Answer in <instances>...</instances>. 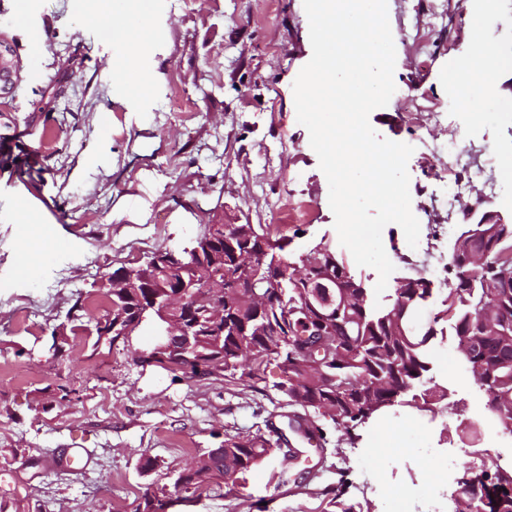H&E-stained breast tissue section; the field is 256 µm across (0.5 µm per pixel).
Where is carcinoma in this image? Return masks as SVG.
<instances>
[{
  "mask_svg": "<svg viewBox=\"0 0 512 512\" xmlns=\"http://www.w3.org/2000/svg\"><path fill=\"white\" fill-rule=\"evenodd\" d=\"M265 238L271 254L283 253L288 270L286 300L276 298L262 309L271 335L257 339L253 358L238 356V337L224 333V378L239 380L259 390L265 381L260 368L271 362L280 371L273 384L281 390L288 384L291 421L310 425V436L329 443L336 431V454L341 445L356 448L365 430L379 415L407 404L431 411L448 397L447 388L429 377L431 351L436 341L454 336L468 349L464 359L486 397L487 406L498 416L512 414V223L460 224L448 263V288L440 293L436 312L426 325L417 322L419 307L433 296L431 282L424 277L399 278L396 287L380 297L370 279L358 274L348 257L321 237L297 261L288 259L286 230L271 224H226L224 239ZM183 253L186 275L204 287L207 273L192 266ZM332 264L343 273L342 287L351 292L341 315L319 326L303 313L305 289L296 287L291 275L312 264ZM242 325L256 310L249 301L230 306ZM282 452L279 439L256 433L247 437L228 435L221 445L204 450L210 467L198 477L186 476L182 487H165L147 494L138 512H162L163 500L189 502L212 483L230 473L245 485L246 476L269 457ZM483 479L472 483L469 496L455 512H470L471 504L484 512H512V469L477 468ZM336 484L314 495L326 499L324 512H370L369 502L349 493L347 469H336Z\"/></svg>",
  "mask_w": 512,
  "mask_h": 512,
  "instance_id": "cac0c4a2",
  "label": "carcinoma"
}]
</instances>
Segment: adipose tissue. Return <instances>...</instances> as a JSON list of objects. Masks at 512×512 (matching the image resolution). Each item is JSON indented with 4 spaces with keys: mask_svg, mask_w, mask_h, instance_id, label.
Masks as SVG:
<instances>
[{
    "mask_svg": "<svg viewBox=\"0 0 512 512\" xmlns=\"http://www.w3.org/2000/svg\"><path fill=\"white\" fill-rule=\"evenodd\" d=\"M147 7L146 0H120L115 12L108 18L114 41L123 43L128 53L122 59L111 61L108 65L113 80L120 83L126 92L128 106H137L151 86L149 75L140 71L135 54L136 48L152 39L154 32L147 26L136 24L135 19ZM497 55L482 41L474 36L471 52L456 59L448 70L449 79L458 83L457 95L467 98L474 86L490 83L498 70Z\"/></svg>",
    "mask_w": 512,
    "mask_h": 512,
    "instance_id": "obj_1",
    "label": "adipose tissue"
}]
</instances>
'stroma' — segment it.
Here are the masks:
<instances>
[{"instance_id":"stroma-1","label":"stroma","mask_w":512,"mask_h":512,"mask_svg":"<svg viewBox=\"0 0 512 512\" xmlns=\"http://www.w3.org/2000/svg\"><path fill=\"white\" fill-rule=\"evenodd\" d=\"M98 0H0V39L17 46L19 80L0 99V512H136L147 488L225 434L287 428L289 408L224 377L192 380L141 368L123 347L92 353L69 334L62 358L44 349L75 301L103 314L107 273L156 249L187 244L200 225L284 224L298 259L337 238L329 185L297 120L293 83L312 56L303 0H150L140 47L154 91L138 111L105 71L127 48L103 34ZM397 97L374 110L380 137L408 144L417 247L395 224L382 232L395 276L445 285L449 224L512 216V0H388ZM502 63L483 105L460 106L448 62L474 29ZM491 167L442 175L437 146ZM461 191L456 206L448 197ZM57 242L30 270L19 253L22 214ZM432 374L448 389L435 412L390 409L344 462L372 512H452L455 480L490 457L512 460L495 414L455 338L436 344ZM297 453L266 461L245 486L220 484L174 512H323L303 487L334 483L336 457L293 438ZM88 459L70 470L73 449ZM158 466L141 473L140 456Z\"/></svg>"}]
</instances>
